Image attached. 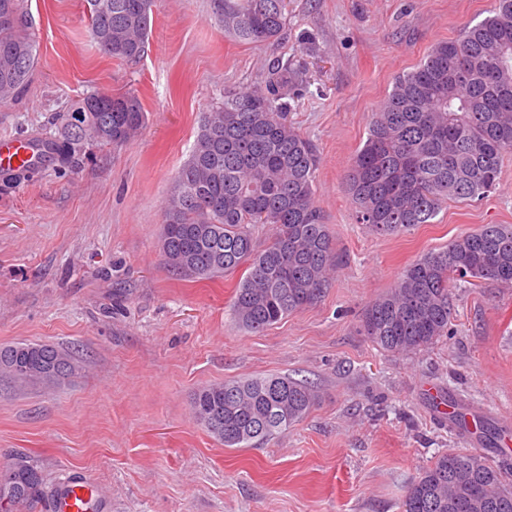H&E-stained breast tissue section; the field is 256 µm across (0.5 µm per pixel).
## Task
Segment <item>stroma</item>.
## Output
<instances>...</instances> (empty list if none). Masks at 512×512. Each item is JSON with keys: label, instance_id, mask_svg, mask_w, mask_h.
<instances>
[{"label": "stroma", "instance_id": "stroma-1", "mask_svg": "<svg viewBox=\"0 0 512 512\" xmlns=\"http://www.w3.org/2000/svg\"><path fill=\"white\" fill-rule=\"evenodd\" d=\"M495 0H290L280 40L228 37L212 0H155L140 59L103 54L87 0H24L38 63L0 103V135L55 138L93 92L136 94L145 112L122 146L84 141L66 166L0 179V343L73 352L58 384L0 377V467L30 455L47 493L81 481L96 512H401L406 490L446 450H496L442 404L512 438V288L454 289L447 336L422 353L374 346L365 309L423 254L485 224H512V154L496 187L443 203L393 236L356 221L342 179L397 75L488 16ZM304 71L290 120L320 157L315 201L338 264L326 295L260 333L230 316L242 271L173 276L162 215L200 120L225 93L262 86L274 62ZM261 374L314 386L307 416L263 445L227 448L191 412L200 387Z\"/></svg>", "mask_w": 512, "mask_h": 512}]
</instances>
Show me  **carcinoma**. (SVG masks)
Listing matches in <instances>:
<instances>
[{"label": "carcinoma", "mask_w": 512, "mask_h": 512, "mask_svg": "<svg viewBox=\"0 0 512 512\" xmlns=\"http://www.w3.org/2000/svg\"><path fill=\"white\" fill-rule=\"evenodd\" d=\"M90 31L104 54L141 57L153 23V0H89ZM288 0H213L224 33L254 44L280 39ZM14 15L0 24V98L26 84L37 60L23 0H0ZM302 72L285 61L272 66L257 91L224 95L204 113L195 146L181 166L164 207L162 251L173 275L221 277L245 265L231 316L256 333L316 304L337 265L333 238L315 205L318 157L288 119ZM112 133L85 124L66 127L52 142L56 162L68 163L84 140L121 146L143 126L134 94H101ZM512 153V0L437 43L410 71L395 77L372 114L367 138L342 186L357 221L381 236L428 224L441 204L472 201L496 186L503 157ZM271 227V243L256 247L253 229ZM489 280L512 287V225L486 224L424 254L394 287L366 309L365 336L380 349L427 350L448 335L451 289ZM76 365L48 343L0 345V372L26 384L58 383ZM311 385L288 375H259L204 386L193 396L195 417L226 448H248L301 421L314 404ZM502 465L479 453L444 452L422 471L402 512H463L471 488L512 512V489ZM45 497L41 471L0 468V512H29Z\"/></svg>", "instance_id": "1"}]
</instances>
